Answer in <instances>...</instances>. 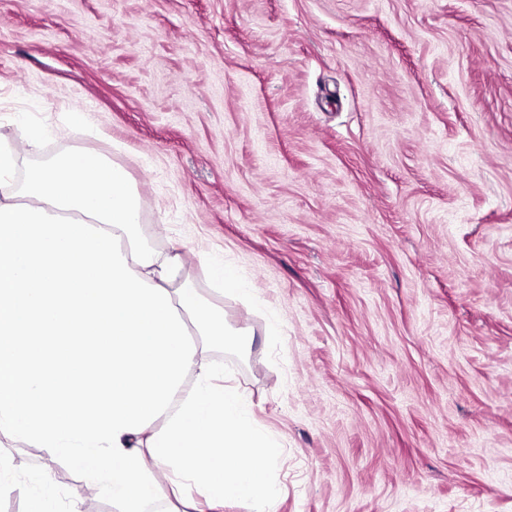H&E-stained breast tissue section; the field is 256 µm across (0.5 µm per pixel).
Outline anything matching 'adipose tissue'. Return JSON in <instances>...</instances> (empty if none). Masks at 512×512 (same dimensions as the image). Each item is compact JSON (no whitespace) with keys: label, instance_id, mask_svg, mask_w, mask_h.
I'll list each match as a JSON object with an SVG mask.
<instances>
[{"label":"adipose tissue","instance_id":"adipose-tissue-1","mask_svg":"<svg viewBox=\"0 0 512 512\" xmlns=\"http://www.w3.org/2000/svg\"><path fill=\"white\" fill-rule=\"evenodd\" d=\"M0 148V434L67 459L116 512L172 495L271 512L279 451L212 347L237 348L223 308L169 288L179 255L145 249L127 172L71 152L8 189Z\"/></svg>","mask_w":512,"mask_h":512}]
</instances>
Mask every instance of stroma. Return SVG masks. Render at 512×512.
<instances>
[{
	"label": "stroma",
	"mask_w": 512,
	"mask_h": 512,
	"mask_svg": "<svg viewBox=\"0 0 512 512\" xmlns=\"http://www.w3.org/2000/svg\"><path fill=\"white\" fill-rule=\"evenodd\" d=\"M0 144L18 183L125 168L146 247L250 329L212 357L279 447L274 512H512V0H0ZM0 449V512L45 480L114 512ZM210 274L215 283L224 288L227 293L245 295V288H242L236 276L224 268L221 262H215L210 269Z\"/></svg>",
	"instance_id": "1"
}]
</instances>
